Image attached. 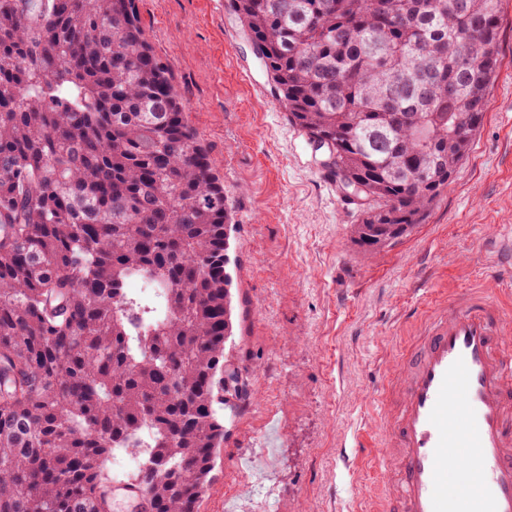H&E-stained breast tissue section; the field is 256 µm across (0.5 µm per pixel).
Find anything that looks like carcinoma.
I'll return each mask as SVG.
<instances>
[{"instance_id":"carcinoma-1","label":"carcinoma","mask_w":512,"mask_h":512,"mask_svg":"<svg viewBox=\"0 0 512 512\" xmlns=\"http://www.w3.org/2000/svg\"><path fill=\"white\" fill-rule=\"evenodd\" d=\"M276 98L391 247L448 187L500 66V0H229ZM135 0H0V512H101L118 448L197 512L233 335L224 184ZM138 282L145 291H133Z\"/></svg>"}]
</instances>
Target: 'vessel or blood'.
Listing matches in <instances>:
<instances>
[{"mask_svg": "<svg viewBox=\"0 0 512 512\" xmlns=\"http://www.w3.org/2000/svg\"><path fill=\"white\" fill-rule=\"evenodd\" d=\"M500 298L470 288L417 305V348L376 391L384 440L357 444L380 469L381 512H512V309ZM104 495L107 512H150L136 485Z\"/></svg>", "mask_w": 512, "mask_h": 512, "instance_id": "vessel-or-blood-1", "label": "vessel or blood"}]
</instances>
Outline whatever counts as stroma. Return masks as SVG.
Listing matches in <instances>:
<instances>
[{
	"instance_id": "stroma-1",
	"label": "stroma",
	"mask_w": 512,
	"mask_h": 512,
	"mask_svg": "<svg viewBox=\"0 0 512 512\" xmlns=\"http://www.w3.org/2000/svg\"><path fill=\"white\" fill-rule=\"evenodd\" d=\"M155 56L224 182L234 227V334L224 360L248 395L224 409V441L198 512L247 503L241 464L275 446L265 512H364L380 485L354 434L372 423L369 395L413 336L425 291L512 277L496 243L512 237V0H501V67L469 154L421 224L392 247L361 248L359 211L343 204L322 152L271 91L228 0H136Z\"/></svg>"
}]
</instances>
